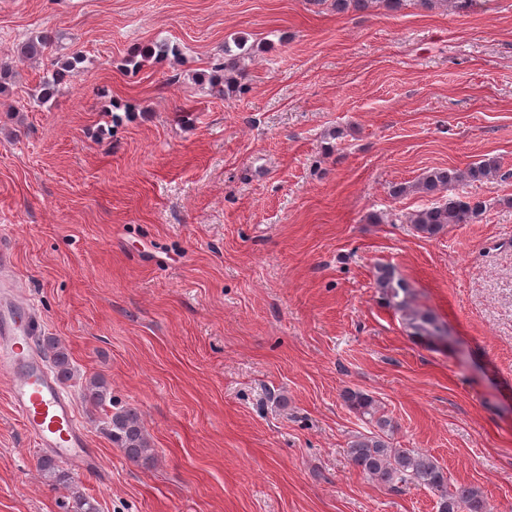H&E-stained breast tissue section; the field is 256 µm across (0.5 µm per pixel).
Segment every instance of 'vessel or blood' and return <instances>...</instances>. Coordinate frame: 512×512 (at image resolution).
<instances>
[{"label":"vessel or blood","mask_w":512,"mask_h":512,"mask_svg":"<svg viewBox=\"0 0 512 512\" xmlns=\"http://www.w3.org/2000/svg\"><path fill=\"white\" fill-rule=\"evenodd\" d=\"M12 250L0 244V377L35 447L80 469L96 465L73 405L35 344L39 317L20 291Z\"/></svg>","instance_id":"1"}]
</instances>
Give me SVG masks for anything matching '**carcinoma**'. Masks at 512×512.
Masks as SVG:
<instances>
[{
  "instance_id": "obj_1",
  "label": "carcinoma",
  "mask_w": 512,
  "mask_h": 512,
  "mask_svg": "<svg viewBox=\"0 0 512 512\" xmlns=\"http://www.w3.org/2000/svg\"><path fill=\"white\" fill-rule=\"evenodd\" d=\"M407 0H335L336 10L342 12L349 7L366 10L380 4L390 10H399ZM51 42V36L41 35L28 39L16 46L14 57L19 60H40ZM247 50L244 43L235 44V48H224V62L216 65L209 81L213 86L224 84L233 87L242 75L241 61ZM177 55V48L167 41L156 42L150 46L133 50L128 59L132 68L142 61L155 58L164 59ZM79 58L74 56L58 63L42 82L41 101H49L58 91V85L67 75L75 74ZM500 176V165L493 158L480 160L464 170L448 168L427 172L413 186H396L392 190L395 196L410 191L426 195L439 194L449 186L465 182H485ZM486 203L480 200L463 199L450 195L437 202L420 208L411 214L409 222L417 233L425 238L439 235L450 224H471L481 219ZM375 284L385 302L405 313L406 326L410 335L433 341L443 338L445 329L428 310L412 307L409 288L405 282L395 276L387 266H380L375 272ZM42 350L56 377L65 382L73 378L70 356L66 347L52 336L44 339ZM83 398L92 408H104L112 405L111 391L104 379L91 376L85 379ZM342 399L348 409L357 416L368 420L376 427L369 434H361L351 441L348 457L351 464L371 480L401 492L407 487L422 486L438 496V512H493V507L475 487L466 484L448 486V476L444 469L429 455L410 448H395L390 436L395 431L391 418L379 414L377 401L369 394L347 389ZM106 430L112 444L119 448L126 459L134 464L146 465L154 458L153 448L143 428L139 413L131 407H116L107 415ZM38 468L41 476L54 486H62L68 491L66 500L61 502L64 512H99L95 501L85 496L72 483L69 474L62 469L54 457L45 455L39 458Z\"/></svg>"
}]
</instances>
